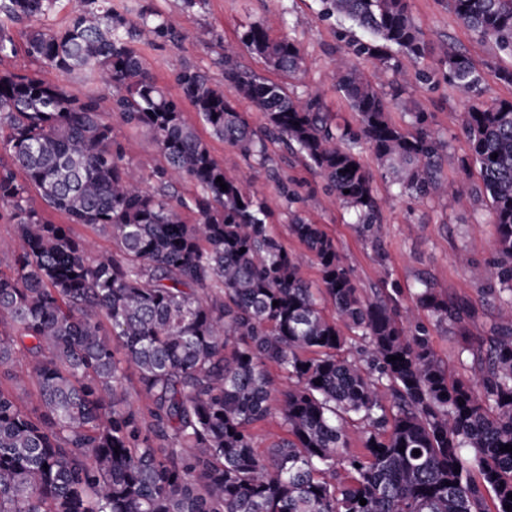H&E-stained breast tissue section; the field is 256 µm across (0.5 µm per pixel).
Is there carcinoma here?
Wrapping results in <instances>:
<instances>
[{
    "instance_id": "obj_1",
    "label": "carcinoma",
    "mask_w": 512,
    "mask_h": 512,
    "mask_svg": "<svg viewBox=\"0 0 512 512\" xmlns=\"http://www.w3.org/2000/svg\"><path fill=\"white\" fill-rule=\"evenodd\" d=\"M55 2L0 0V62L19 36L35 60L67 77L99 76L107 92L79 99L35 74L0 71V219L15 226L0 243L12 256L0 268V370L21 352L27 374L7 376L37 388L29 407L0 384V512H507L512 100L482 96L488 77L511 84L512 70H479L454 47L435 50L410 0H321V18L351 22L339 32L334 75L356 125H341L319 97H296L240 64L246 51L290 79L306 68L299 44L253 23L220 46L217 64L236 100L265 114L262 132L205 72L185 65L176 74L211 134L249 160L228 173L141 52L147 36L184 39L171 19L133 20L110 0H80L56 29L42 23ZM445 2L477 40L512 57V0ZM435 52L432 69L424 61ZM401 55L415 64L414 81L444 80L469 102L466 166L479 183L445 181L448 139L426 113H411L406 128L391 121L409 84ZM362 63L392 71L390 91ZM114 115L152 134L163 166L127 159ZM270 142L322 176L373 242L384 199L361 161L366 149L399 196L488 203L497 236L484 279L499 306L486 338L465 348L477 381L449 375L429 327L385 287L389 272L384 287L362 294L333 239L293 211L300 196L279 176ZM260 170L319 269L315 287L302 258L270 232V207L252 189ZM182 181L196 192L181 195ZM32 188L69 223L31 206ZM74 224L110 235L116 250L90 256ZM413 302L460 336L477 315L428 278ZM344 327L362 341L357 358L342 354ZM271 364L287 386H276ZM130 370L142 405L128 399ZM272 413L284 435L261 455L251 428ZM352 423L364 425L357 452Z\"/></svg>"
}]
</instances>
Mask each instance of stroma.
Listing matches in <instances>:
<instances>
[{
  "mask_svg": "<svg viewBox=\"0 0 512 512\" xmlns=\"http://www.w3.org/2000/svg\"><path fill=\"white\" fill-rule=\"evenodd\" d=\"M112 5L132 17L141 10L152 9L175 19L186 34L187 39L182 43L158 40L142 46L152 75L172 97L180 95L175 74L186 65L205 71L213 83L223 84V70L215 62L219 43L236 41L248 25L259 22L274 35L295 40L306 55L307 72L302 80L294 82L293 91L300 95L319 94L339 122L354 120L353 112L332 79L341 25L334 19H320V0H205L203 5L193 8L185 7L183 0H112ZM410 8L433 44L448 43L464 50L481 69L491 61L512 69V58L496 56L492 47L478 41L442 0H410ZM0 69L37 74L47 82L66 85L78 96L91 90L90 85L79 79L41 66L22 48L14 57L0 63ZM413 109L431 113L436 128L451 137L448 156L442 164L443 177L451 182L466 177L478 181L475 168L462 166L463 158L469 153L461 129L467 103L456 89L443 81L430 86H411L402 104L393 109L392 121L406 124ZM270 151L281 174L300 182L303 200L299 208L303 216L323 225L334 238L364 292L377 288L379 266L384 263L392 280L403 290V303H411V289L417 287L421 276L429 275L449 300L466 299L478 307L479 315L469 323L467 336H458L446 326L431 330L432 346L451 375L474 376L478 366L471 355L461 354V346L464 340L476 342L486 336L497 314V302L488 295L483 280V266L491 255L496 236L493 215L486 203L451 198L423 202L397 199L383 208L377 238L372 241L349 224L343 209L329 198L318 174L290 158L279 145H272ZM463 252L470 257L465 264L458 260Z\"/></svg>",
  "mask_w": 512,
  "mask_h": 512,
  "instance_id": "obj_1",
  "label": "stroma"
}]
</instances>
